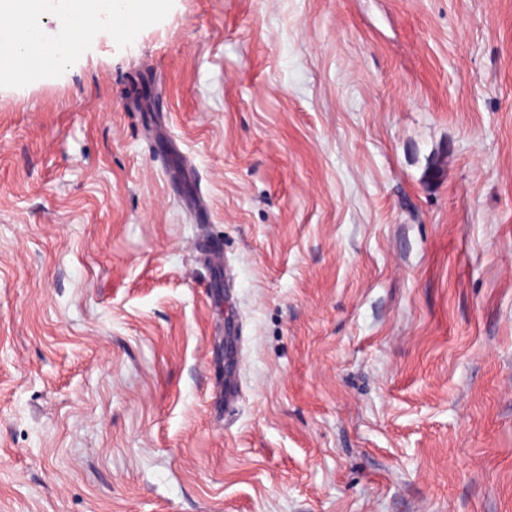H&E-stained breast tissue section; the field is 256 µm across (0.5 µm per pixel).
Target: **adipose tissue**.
Segmentation results:
<instances>
[{
	"instance_id": "adipose-tissue-1",
	"label": "adipose tissue",
	"mask_w": 512,
	"mask_h": 512,
	"mask_svg": "<svg viewBox=\"0 0 512 512\" xmlns=\"http://www.w3.org/2000/svg\"><path fill=\"white\" fill-rule=\"evenodd\" d=\"M165 0H0V79L34 68L62 66L94 41L110 24L116 37L129 34L145 17L159 12ZM54 29H47V21ZM43 48L33 57L32 47Z\"/></svg>"
}]
</instances>
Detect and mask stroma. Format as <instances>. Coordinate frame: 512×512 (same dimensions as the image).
Listing matches in <instances>:
<instances>
[{"label": "stroma", "instance_id": "obj_1", "mask_svg": "<svg viewBox=\"0 0 512 512\" xmlns=\"http://www.w3.org/2000/svg\"><path fill=\"white\" fill-rule=\"evenodd\" d=\"M0 512H512V0H168L1 83Z\"/></svg>", "mask_w": 512, "mask_h": 512}]
</instances>
